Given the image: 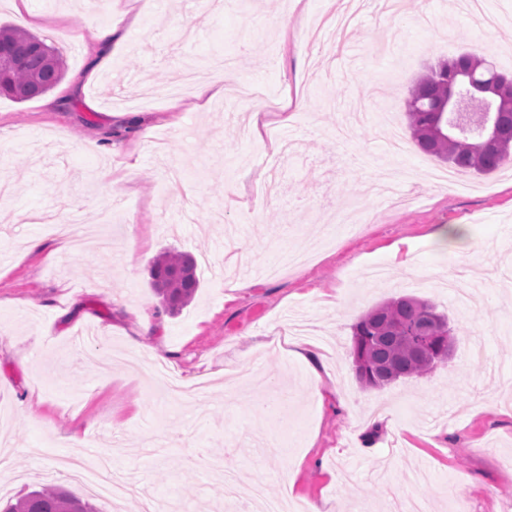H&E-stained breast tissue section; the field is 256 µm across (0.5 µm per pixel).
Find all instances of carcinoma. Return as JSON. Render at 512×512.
Instances as JSON below:
<instances>
[{
	"label": "carcinoma",
	"mask_w": 512,
	"mask_h": 512,
	"mask_svg": "<svg viewBox=\"0 0 512 512\" xmlns=\"http://www.w3.org/2000/svg\"><path fill=\"white\" fill-rule=\"evenodd\" d=\"M459 67L475 81L498 73L495 65L475 54L448 60L435 80L417 82L408 92L405 112L418 150L448 163L459 172L490 174L512 164V111L489 112L472 95L462 96V111L454 122L458 130L445 132L448 119L433 111L451 92L449 82ZM64 76V62L57 51L39 37L13 27H0V95L25 102L55 88ZM494 127V141L480 134L485 120ZM152 286L171 311L194 298L199 288L191 256L164 251L151 265ZM455 346L448 318L425 299L401 296L383 301L352 325L351 357L357 379L365 388H382L400 379L431 373L448 361ZM0 512H96L87 501L57 485L33 490L6 505Z\"/></svg>",
	"instance_id": "cac0c4a2"
}]
</instances>
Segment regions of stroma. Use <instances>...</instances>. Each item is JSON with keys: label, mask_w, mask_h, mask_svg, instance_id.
<instances>
[{"label": "stroma", "mask_w": 512, "mask_h": 512, "mask_svg": "<svg viewBox=\"0 0 512 512\" xmlns=\"http://www.w3.org/2000/svg\"><path fill=\"white\" fill-rule=\"evenodd\" d=\"M33 34L62 54L65 81L89 64L87 26L108 27L112 0H30ZM409 0L395 15L365 0L345 36L320 43L311 18L346 0H139L110 69L79 97L60 89L25 102L0 95L1 500L43 485L91 498L98 512H142L141 496L91 495L57 469L65 437L86 458L111 456L144 494L186 512H256L251 489L302 500L311 512H388L428 468L430 512L512 502V167L455 174L417 149L392 158L381 124L408 139L404 99L427 67L485 53L512 74V0ZM306 100L288 125L254 105L195 94L150 99L146 84H179L185 67ZM126 112L151 118L143 142L112 151ZM130 191L98 180L103 167ZM150 230L149 253L125 260L130 224ZM465 225L481 253L442 236ZM43 243L25 252L28 236ZM402 249L392 257L393 245ZM191 254L200 287L168 314L151 288L152 258ZM254 288L231 292L239 253ZM398 295L434 303L457 344L430 374L381 389L353 370L351 326ZM145 312L165 364L128 347L110 325ZM318 325L316 363L293 356L295 316ZM336 388L314 395L315 379Z\"/></svg>", "instance_id": "1"}]
</instances>
